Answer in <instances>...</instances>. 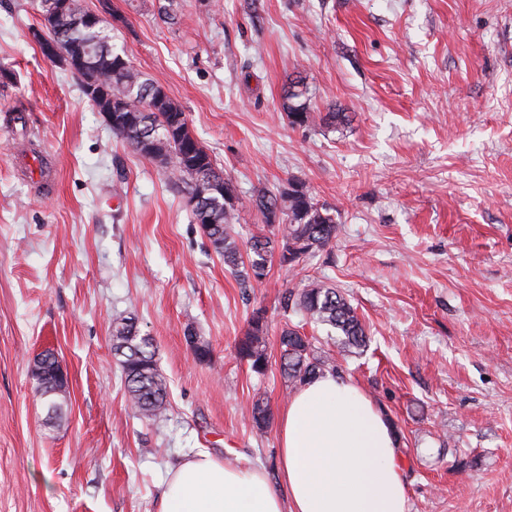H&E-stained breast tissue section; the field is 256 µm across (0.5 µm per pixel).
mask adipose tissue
<instances>
[{"mask_svg": "<svg viewBox=\"0 0 512 512\" xmlns=\"http://www.w3.org/2000/svg\"><path fill=\"white\" fill-rule=\"evenodd\" d=\"M397 446L373 397L326 374L294 389L279 415L282 490L199 452L170 471L160 512H410Z\"/></svg>", "mask_w": 512, "mask_h": 512, "instance_id": "obj_1", "label": "adipose tissue"}]
</instances>
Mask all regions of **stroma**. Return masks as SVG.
Instances as JSON below:
<instances>
[{
    "label": "stroma",
    "instance_id": "stroma-1",
    "mask_svg": "<svg viewBox=\"0 0 512 512\" xmlns=\"http://www.w3.org/2000/svg\"><path fill=\"white\" fill-rule=\"evenodd\" d=\"M117 44L184 109L241 197L305 181L335 239L263 282L225 266L163 168L113 137L33 36V0H0V512H159L169 471L205 451L280 488L289 393L235 354L253 312L298 323L286 289L344 293L370 346L344 376L399 436L411 512H512V0H109ZM302 75L331 128L291 127ZM135 313L169 381L153 421L128 406L112 321ZM210 346L197 359L189 335ZM54 351L53 418L30 376Z\"/></svg>",
    "mask_w": 512,
    "mask_h": 512
}]
</instances>
